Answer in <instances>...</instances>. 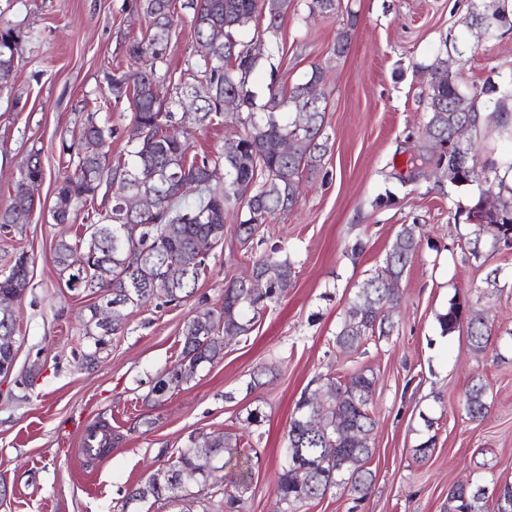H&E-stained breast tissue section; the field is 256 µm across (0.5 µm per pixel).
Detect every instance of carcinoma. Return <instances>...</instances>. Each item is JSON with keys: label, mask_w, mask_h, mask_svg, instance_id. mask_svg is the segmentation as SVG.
<instances>
[{"label": "carcinoma", "mask_w": 512, "mask_h": 512, "mask_svg": "<svg viewBox=\"0 0 512 512\" xmlns=\"http://www.w3.org/2000/svg\"><path fill=\"white\" fill-rule=\"evenodd\" d=\"M172 3L137 0L136 8L150 19V26L145 35L130 43L128 54L134 63L142 62L144 66L112 77L113 92L120 97L132 89V104L136 106L128 133L127 159L109 165L112 129L90 114L76 139L64 147L73 169L60 176L56 185L58 223H75L79 205L93 208L99 202L105 207V215L98 236L85 234L73 242L59 240L55 263L60 272L68 273L69 287L98 289L102 302L124 310L140 308L152 300L175 307L188 301L208 267V257L200 255L199 245L207 244L211 254L224 247L226 208L233 203L245 208L237 235L243 245L252 243L268 217L294 208L303 176L320 170L328 149L323 71L316 67L287 94L276 85L275 74H270L263 111L237 113L244 133L226 140L216 159L188 161L187 139L169 131L176 115L161 98L156 70V65L165 60L177 23ZM183 7L191 10L196 41L210 40L216 27L223 30L212 61H204L200 84L181 88L182 99L190 103L195 121L202 124L221 117L228 96L237 99V108H252L255 95L247 86L259 57L250 55L249 43L242 41L239 33L252 23L253 37L276 45L289 0H185ZM308 8L330 18L341 8V0H310ZM484 11L494 19L496 29H512V14L505 7L490 3ZM22 38L15 27L0 24L1 85L14 78ZM427 71L428 112L406 166L419 173L445 172L453 163L460 173L450 180L452 185L483 183L481 192H494L498 206L485 212L478 197L464 211L466 223L474 226L470 253L478 256L483 234L490 238L493 248L512 247V185L499 175L501 169L512 171V157L489 160L484 170L475 173L463 158L448 154L445 145L454 127L468 124L475 131L487 122V117L480 113L477 97L465 92L448 68L438 62ZM481 94L498 110L496 119L501 131L511 134L508 114L512 83L489 80ZM272 141L291 142L293 152L282 155L270 151L268 144ZM164 172H175L179 178L163 187L158 179ZM128 177L143 191L153 193V212L143 219L122 211L118 194ZM43 179L44 170L34 155L15 184L12 203L0 210L1 227L13 224V214L34 208L35 199L25 189V182ZM420 244L413 225L397 233L383 265L363 282L350 302L336 331V347L356 350L370 337L390 335L393 325L385 311L394 308L400 296L388 288V282L403 277ZM130 248L143 254V264L135 269L126 263ZM172 263L186 264L185 277L176 284L166 276V267ZM28 265L27 255L21 253L0 272V336L14 333V304L29 286ZM253 269L254 281L229 282L221 306L197 311L184 322L178 360L158 376L150 390L155 399L166 397L193 379L200 368L223 356L224 338L250 333L255 319L292 287L294 266L288 258L278 257L275 250L255 260ZM461 307L452 302L446 312L439 314L442 335L465 323L471 345L476 349L486 347L492 332L485 317L481 311L468 308L463 320ZM99 308L98 304L92 307L85 323V337L93 340V345L78 352V362L84 367L95 363L106 344L108 333L98 319ZM317 382L318 386L305 390L295 404L285 434L275 487L283 512H298L338 487L364 499L375 480L369 464L377 426L371 412L376 377L361 369L344 382L332 376ZM463 409L472 420L486 417L489 405L483 381H475L468 388ZM241 455V435L231 429L191 435L182 447L163 450L161 467L125 490L122 510L132 505L135 512H152L159 504L190 502L198 504L201 512H245L250 483ZM201 456L216 462L219 470L234 463L241 473L213 484L211 473L198 463ZM483 487L484 478L480 477L465 494L450 489L448 512H487L489 496ZM208 488L212 492H206Z\"/></svg>", "instance_id": "carcinoma-1"}]
</instances>
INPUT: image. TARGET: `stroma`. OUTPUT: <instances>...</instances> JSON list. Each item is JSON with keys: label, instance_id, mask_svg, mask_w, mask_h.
I'll list each match as a JSON object with an SVG mask.
<instances>
[{"label": "stroma", "instance_id": "35a3bbf8", "mask_svg": "<svg viewBox=\"0 0 512 512\" xmlns=\"http://www.w3.org/2000/svg\"><path fill=\"white\" fill-rule=\"evenodd\" d=\"M489 0H349L330 18L310 14L309 0H292L278 47H263L252 81L291 89L313 67L325 72L328 152L319 174L303 179L295 207L268 220L262 239L245 250L236 237L239 209L224 217V249L196 294L179 307L149 303L126 313L90 369L75 355L83 319L98 295L70 289L54 263V247L74 238L79 224L54 223L55 181L66 171L61 153L88 115L113 129L108 159L127 153L129 97H115L113 76L132 71L127 46L149 19L135 0H0V21L24 34L9 88L0 90V210L13 197L20 170L38 156L45 178L32 215L0 231V270L29 257V287L17 305L15 369L0 381V512H117L127 485L159 468V453L190 434L227 427L260 450L251 471L246 512H276L280 450L296 402L317 376L371 367L378 422L370 467L371 494L354 502L342 489L300 512H447L448 490L484 477L512 483V248L480 256L463 252L472 227L463 212L478 185L458 188L443 173L408 185L393 178L407 160V138L426 112L425 68L443 58L469 93L486 81L512 79V30L480 35L472 12ZM349 30L348 53L334 57L336 35ZM189 17L175 25L165 69L164 98L177 85L202 78ZM235 114L194 128L190 154L217 155L242 133ZM412 224L421 248L399 284L391 335L368 341L351 357L339 355L336 330L359 286L381 265L402 226ZM362 252H355V245ZM294 265V286L249 335L227 341L223 358L170 392L147 402L154 379L177 359L184 321L220 304L226 283L244 277L271 249ZM497 282H489L490 272ZM483 311L493 337L475 350L466 330L442 335L438 316L451 300ZM264 384L248 390L261 367ZM487 385L489 413L469 420L463 410L472 380ZM266 414L246 426L248 409ZM107 423L118 440L108 454L80 455L86 429ZM434 438L432 453L414 450Z\"/></svg>", "mask_w": 512, "mask_h": 512}]
</instances>
